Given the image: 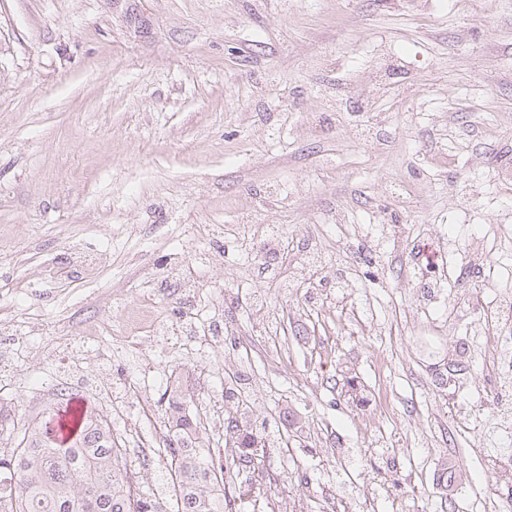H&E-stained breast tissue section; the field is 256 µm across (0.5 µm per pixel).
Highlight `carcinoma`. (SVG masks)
I'll list each match as a JSON object with an SVG mask.
<instances>
[{
	"instance_id": "obj_1",
	"label": "carcinoma",
	"mask_w": 512,
	"mask_h": 512,
	"mask_svg": "<svg viewBox=\"0 0 512 512\" xmlns=\"http://www.w3.org/2000/svg\"><path fill=\"white\" fill-rule=\"evenodd\" d=\"M188 396L189 387L172 383L164 421L175 512H233L229 473L203 450V422L187 413ZM57 397L16 446H0V512H162L159 502L132 490L131 474L117 466L123 449L99 410H87L74 439L56 436L50 422L70 394L61 388Z\"/></svg>"
}]
</instances>
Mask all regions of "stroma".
Returning <instances> with one entry per match:
<instances>
[{
    "label": "stroma",
    "instance_id": "35a3bbf8",
    "mask_svg": "<svg viewBox=\"0 0 512 512\" xmlns=\"http://www.w3.org/2000/svg\"><path fill=\"white\" fill-rule=\"evenodd\" d=\"M509 290L512 0H0V443L100 390L166 496L179 379L266 443L236 512H512Z\"/></svg>",
    "mask_w": 512,
    "mask_h": 512
}]
</instances>
